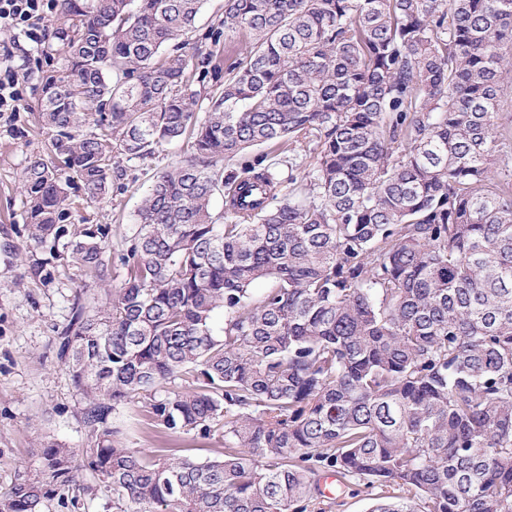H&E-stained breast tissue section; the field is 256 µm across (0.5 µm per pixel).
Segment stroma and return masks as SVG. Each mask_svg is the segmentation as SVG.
Segmentation results:
<instances>
[{
	"label": "stroma",
	"mask_w": 512,
	"mask_h": 512,
	"mask_svg": "<svg viewBox=\"0 0 512 512\" xmlns=\"http://www.w3.org/2000/svg\"><path fill=\"white\" fill-rule=\"evenodd\" d=\"M57 40L33 59L32 75L24 89L23 105L15 124L0 119V490L17 475L33 467L40 443L48 438L81 449L87 447V431L79 408L81 394L56 357L58 327L70 318L82 273L73 267L50 288L35 285L23 275L21 246L25 238L24 196L20 175L27 157L44 150L46 139L36 127L33 112L43 73L61 67ZM319 140L310 136L294 148L263 145L249 149L247 158L266 156L275 163L279 178L288 176V160L296 158L306 175H314ZM189 154L186 142L170 144L154 158L123 163V175L111 196L81 205L79 214L88 223L109 226L106 256L113 282H121L124 270L119 256L135 231V214L157 176L173 169ZM112 424L129 448H146L165 455L212 458L224 450L221 436H202L191 430L175 437L151 429L138 404L119 407Z\"/></svg>",
	"instance_id": "35a3bbf8"
}]
</instances>
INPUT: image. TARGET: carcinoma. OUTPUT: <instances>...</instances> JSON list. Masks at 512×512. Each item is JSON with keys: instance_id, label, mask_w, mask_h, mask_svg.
<instances>
[{"instance_id": "cac0c4a2", "label": "carcinoma", "mask_w": 512, "mask_h": 512, "mask_svg": "<svg viewBox=\"0 0 512 512\" xmlns=\"http://www.w3.org/2000/svg\"><path fill=\"white\" fill-rule=\"evenodd\" d=\"M204 2L59 0L22 249L41 286L75 265L105 292L76 293L58 349L87 467L119 512H317L325 472L379 490L371 512H512V175L493 170L512 0H224L212 36L251 42L200 114ZM312 134L304 199L273 204L259 159L224 172ZM182 138L114 285L108 227L76 223L72 192ZM143 395L153 428L219 432L224 453L123 447L112 414ZM75 456L43 444L0 512L85 490Z\"/></svg>"}]
</instances>
